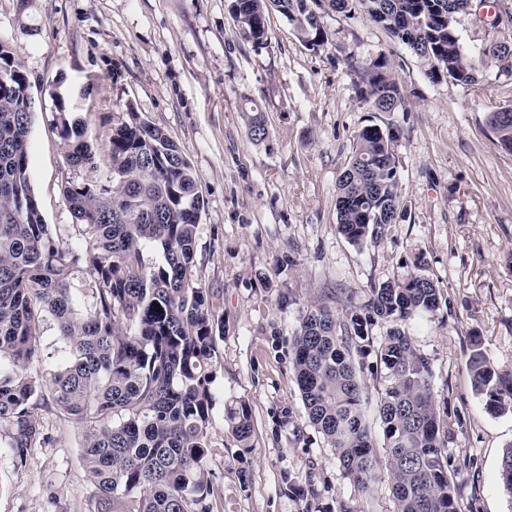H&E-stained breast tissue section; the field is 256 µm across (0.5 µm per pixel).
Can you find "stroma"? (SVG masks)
<instances>
[{"label":"stroma","mask_w":512,"mask_h":512,"mask_svg":"<svg viewBox=\"0 0 512 512\" xmlns=\"http://www.w3.org/2000/svg\"><path fill=\"white\" fill-rule=\"evenodd\" d=\"M229 3L0 0V42L29 77L28 174L46 224L81 242L64 187L111 185L112 129L128 111L161 128L191 163L205 200L193 284L224 317L208 427L213 512H307L338 501L355 512H394L388 484L359 492L308 423L291 337L310 300L363 305L372 286L423 254L439 307L405 329L450 412L459 512H512L499 475L512 413H487L468 370L478 347L512 371V151L486 123L492 107H512V73L482 53L512 41V24L492 23L495 6L512 12V0H485L460 19L485 76L477 91L430 82L418 58L362 10L324 16L331 42L316 51L270 12L268 45L258 50L240 37ZM379 55L406 90V111L373 112L355 95L348 57ZM63 106L85 124L94 166L70 165L55 129ZM254 106L268 128L259 142L248 134ZM370 123L400 128L407 218L383 239L355 244L337 230L336 187L355 132ZM232 399L251 409V450L224 422ZM39 417L52 442L25 466L0 448V512H94L81 461L85 425L49 397ZM292 481L313 488L314 502L289 496Z\"/></svg>","instance_id":"obj_1"}]
</instances>
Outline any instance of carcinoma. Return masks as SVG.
I'll use <instances>...</instances> for the list:
<instances>
[{"label": "carcinoma", "instance_id": "obj_1", "mask_svg": "<svg viewBox=\"0 0 512 512\" xmlns=\"http://www.w3.org/2000/svg\"><path fill=\"white\" fill-rule=\"evenodd\" d=\"M405 45L433 82L478 89L458 28L470 0H231L241 37L255 49L268 42L266 16H285L306 47L329 42L327 11L347 13L353 2ZM512 70V43L491 48ZM356 97L374 112L406 111L402 86L385 56L351 60ZM28 77L13 48L0 42V447L17 466L49 442L38 417L43 363L39 329L56 322L66 362L51 374L58 410L88 428L83 467L100 512H211L206 470L207 429L215 404L210 363L224 318L210 294L193 285L204 199L196 175L166 133L128 112L112 131V186L65 187L84 242L75 245L46 224L28 174L27 141L33 104ZM59 136L74 167L94 165L85 126L60 108ZM487 124L512 150V108H494ZM253 139L266 138L262 113L252 112ZM400 139L394 126L368 124L354 134L352 155L337 184L336 224L354 243L380 240L405 218L399 203ZM162 250L146 265L144 250ZM415 255L406 272L370 289L361 307L336 309L316 300L294 332L295 381L309 423L320 432L360 492L387 480L394 512H458L448 477L453 432L433 394L429 359L398 324L433 312L440 291ZM394 323L377 348L381 391L376 402L385 447L379 459L365 422V385L357 358L372 344V326ZM472 386L494 415L512 412V373L495 369L476 349L468 364ZM224 421L250 448L249 406L231 400ZM500 479L512 495V445Z\"/></svg>", "mask_w": 512, "mask_h": 512}]
</instances>
